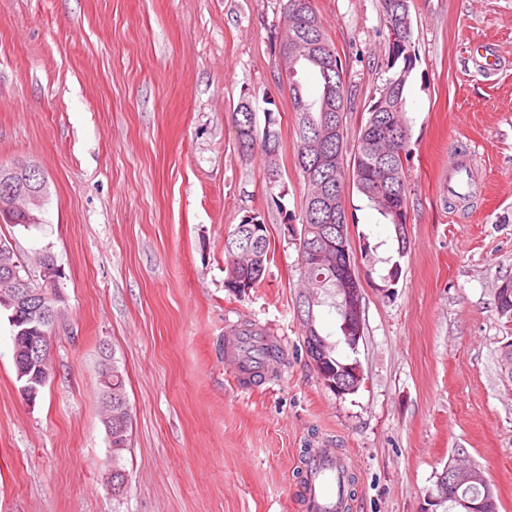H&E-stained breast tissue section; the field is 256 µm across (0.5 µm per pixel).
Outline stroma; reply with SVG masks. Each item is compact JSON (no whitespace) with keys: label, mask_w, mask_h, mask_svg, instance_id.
<instances>
[{"label":"stroma","mask_w":512,"mask_h":512,"mask_svg":"<svg viewBox=\"0 0 512 512\" xmlns=\"http://www.w3.org/2000/svg\"><path fill=\"white\" fill-rule=\"evenodd\" d=\"M286 0H0V163L46 180L38 224L0 222L27 264L51 254L68 318L54 374L20 391L0 319V512H302L305 451L351 457L348 512H422L457 454L512 512V0H411L415 66L405 88L409 248L347 187L348 246L363 290L364 380L339 396L318 379L297 319L298 249L271 199L255 137L279 133L288 210L299 211L295 115L275 34ZM342 57L354 146L391 77L381 0H312ZM499 63L483 70L476 52ZM482 156L476 195L442 191L448 159ZM261 215L270 262L258 288L225 287L224 242ZM398 266H391V258ZM397 276H390V269ZM267 329L276 374L243 390L224 352L231 326ZM125 368L132 418L126 492L104 482L102 347ZM249 117L253 119L250 128ZM235 123L238 133V139L242 144V147H244V149L246 150L251 149L254 144V135L250 134V132H248V129L253 131L254 134L255 117L254 112L249 104L243 102L240 103V105L237 108V111L235 112Z\"/></svg>","instance_id":"35a3bbf8"}]
</instances>
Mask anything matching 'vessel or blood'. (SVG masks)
Wrapping results in <instances>:
<instances>
[{"label": "vessel or blood", "mask_w": 512, "mask_h": 512, "mask_svg": "<svg viewBox=\"0 0 512 512\" xmlns=\"http://www.w3.org/2000/svg\"><path fill=\"white\" fill-rule=\"evenodd\" d=\"M479 160V154L474 152L449 159L447 188L450 195L466 198L468 188L463 177L474 169ZM263 341V336L256 328L234 337L227 358L240 375L261 372V359L256 348ZM352 469L353 463L349 456L336 453L330 448L316 449L304 471L305 485L301 490L304 512H345L348 493L346 477Z\"/></svg>", "instance_id": "vessel-or-blood-1"}]
</instances>
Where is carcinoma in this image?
Returning a JSON list of instances; mask_svg holds the SVG:
<instances>
[{
  "label": "carcinoma",
  "mask_w": 512,
  "mask_h": 512,
  "mask_svg": "<svg viewBox=\"0 0 512 512\" xmlns=\"http://www.w3.org/2000/svg\"><path fill=\"white\" fill-rule=\"evenodd\" d=\"M384 25L397 24L410 16L409 0H382ZM297 36L302 40L319 42L323 46V55L328 60V68L324 69L312 59H304L298 67H307L317 76L322 91L320 96L308 101L303 98L299 81L296 77L288 78V87L293 101L296 118L295 135L297 138V163L303 173L305 192L300 213H291L283 203L285 188L279 185L278 167H265V177L275 178L271 188H279L277 195L272 197L273 203L283 215L284 223L298 224L297 234L305 235V241L298 243L299 257L307 263L306 273L320 279L318 292L320 296L314 303L299 299L297 312L305 319L303 335L313 336L327 358L326 366H339L346 360L338 355L336 342L330 340V335L322 334L317 326L315 308L326 305L335 311H340L336 295L337 278L336 264H341L348 271L355 266L354 255L336 257V251H331V258L315 263L311 261L310 250L319 249L327 240H336V225L348 224V215L344 203H339L333 210L310 208V191L313 185L324 184L331 187L334 193H342L344 172V145L333 138L326 143V151L330 162L315 165L307 154L305 143L321 126L323 120L334 119L338 127H345V111L347 89L344 79L343 62L340 55L332 46L323 30L317 14L312 6H306L303 17L299 18ZM412 39L390 44L387 66L394 70L386 86L391 88L390 108L377 110L368 108V118L362 126L357 145L350 158L352 184L357 191L374 201L380 213L389 220L392 226L407 223V173L402 159L409 158L407 143L409 129L404 117L405 87L407 79L400 78L402 74H410L413 70L414 58L411 51ZM254 112L249 104L240 103L235 112V123L238 139L244 149L252 148L254 135L248 132L249 119ZM8 212L9 218L5 223L28 226L27 217L10 208V199L0 194V212ZM265 271L254 267H241L237 277L248 282L250 288L258 287ZM112 390V412L129 407L125 385L124 371L117 359H112V383L100 379V391ZM131 414L125 413L120 423L112 424V494L118 496L120 481L127 479L123 464L124 453L130 448Z\"/></svg>",
  "instance_id": "carcinoma-1"
}]
</instances>
